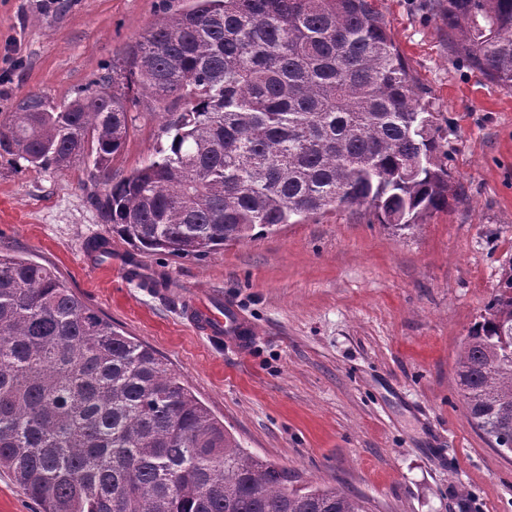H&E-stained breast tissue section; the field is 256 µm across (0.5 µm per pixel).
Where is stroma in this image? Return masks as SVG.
<instances>
[{
	"mask_svg": "<svg viewBox=\"0 0 512 512\" xmlns=\"http://www.w3.org/2000/svg\"><path fill=\"white\" fill-rule=\"evenodd\" d=\"M447 131L459 189L420 227L336 207L203 258L137 256L142 277L91 271L90 239L131 246L104 224L83 161L36 171L0 157V244L57 271L73 293L153 348L242 448L302 481L343 488L370 512H512V455L467 418L463 342L512 266V91L459 58L435 0H374ZM191 0H0V113L28 93L73 100L162 16ZM157 102L129 92L120 179L164 145ZM237 302L256 325L248 353L198 334L181 291Z\"/></svg>",
	"mask_w": 512,
	"mask_h": 512,
	"instance_id": "stroma-1",
	"label": "stroma"
}]
</instances>
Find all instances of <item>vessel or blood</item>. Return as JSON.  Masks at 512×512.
Instances as JSON below:
<instances>
[{
    "label": "vessel or blood",
    "instance_id": "obj_1",
    "mask_svg": "<svg viewBox=\"0 0 512 512\" xmlns=\"http://www.w3.org/2000/svg\"><path fill=\"white\" fill-rule=\"evenodd\" d=\"M183 315L196 332L237 350H247L256 336L254 322L230 301L210 304L192 298L185 303Z\"/></svg>",
    "mask_w": 512,
    "mask_h": 512
}]
</instances>
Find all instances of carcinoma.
Masks as SVG:
<instances>
[{
	"mask_svg": "<svg viewBox=\"0 0 512 512\" xmlns=\"http://www.w3.org/2000/svg\"><path fill=\"white\" fill-rule=\"evenodd\" d=\"M438 8L465 58L512 90V0ZM132 77L185 107L165 113L158 158L114 181ZM442 131L370 0H194L72 101L30 93L1 112L0 157L58 172L89 158L113 233L205 257L338 200L419 226L457 196ZM457 386L471 423L512 454V268L464 342ZM0 470L41 512H368L242 448L153 348L4 246Z\"/></svg>",
	"mask_w": 512,
	"mask_h": 512,
	"instance_id": "cac0c4a2",
	"label": "carcinoma"
}]
</instances>
